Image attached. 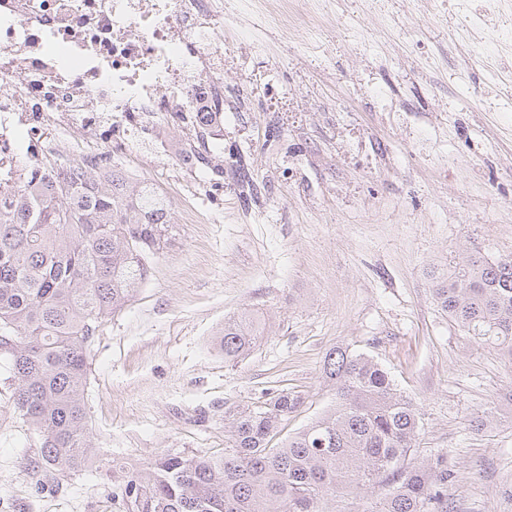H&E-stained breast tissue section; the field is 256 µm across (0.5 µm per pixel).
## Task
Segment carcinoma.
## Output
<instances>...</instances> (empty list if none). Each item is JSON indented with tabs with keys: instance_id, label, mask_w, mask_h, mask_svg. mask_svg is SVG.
<instances>
[{
	"instance_id": "carcinoma-1",
	"label": "carcinoma",
	"mask_w": 512,
	"mask_h": 512,
	"mask_svg": "<svg viewBox=\"0 0 512 512\" xmlns=\"http://www.w3.org/2000/svg\"><path fill=\"white\" fill-rule=\"evenodd\" d=\"M186 127L196 164L210 167L213 131ZM233 176L243 203H259L240 153ZM170 207L154 183L116 165L110 178L40 180L0 203V357L17 381L15 410L40 436L41 468L55 479L91 462L89 343L146 282ZM429 278L437 307L465 335L512 358V260L459 253ZM263 332L249 312L224 321V360ZM322 371L336 390L332 410L276 446L299 396L283 390L228 411L224 452L167 453L127 480L136 512H354L345 501L376 487L384 493L362 512H448V460L414 455L420 413L388 372L347 347L330 349Z\"/></svg>"
}]
</instances>
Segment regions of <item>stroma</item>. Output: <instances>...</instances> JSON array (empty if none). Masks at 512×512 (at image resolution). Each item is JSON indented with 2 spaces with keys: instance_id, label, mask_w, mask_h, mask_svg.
I'll return each mask as SVG.
<instances>
[{
  "instance_id": "35a3bbf8",
  "label": "stroma",
  "mask_w": 512,
  "mask_h": 512,
  "mask_svg": "<svg viewBox=\"0 0 512 512\" xmlns=\"http://www.w3.org/2000/svg\"><path fill=\"white\" fill-rule=\"evenodd\" d=\"M333 42L288 21L292 53L265 43L272 96L224 72V145L264 188L244 208L205 173L120 157L170 200V238L148 280L94 336L87 412L95 463L42 479L35 431L0 358V512H134L128 477L164 453L224 450V414L288 391L294 434L334 407L326 352L383 366L421 413L418 455H445L448 512H512V360L472 343L436 307L427 272L454 252L512 256V71L500 43L430 0H333ZM263 339L226 361L225 319ZM488 415L491 424L471 422Z\"/></svg>"
}]
</instances>
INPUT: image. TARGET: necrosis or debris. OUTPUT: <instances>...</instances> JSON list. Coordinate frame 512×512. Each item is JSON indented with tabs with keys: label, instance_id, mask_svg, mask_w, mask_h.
Here are the masks:
<instances>
[{
	"label": "necrosis or debris",
	"instance_id": "obj_1",
	"mask_svg": "<svg viewBox=\"0 0 512 512\" xmlns=\"http://www.w3.org/2000/svg\"><path fill=\"white\" fill-rule=\"evenodd\" d=\"M238 0H0V199L32 178L99 172L135 139L160 141L189 112L224 128V68L235 55L224 30L268 29L243 19ZM499 39V15L512 0H433ZM58 134L74 161L43 162Z\"/></svg>",
	"mask_w": 512,
	"mask_h": 512
}]
</instances>
